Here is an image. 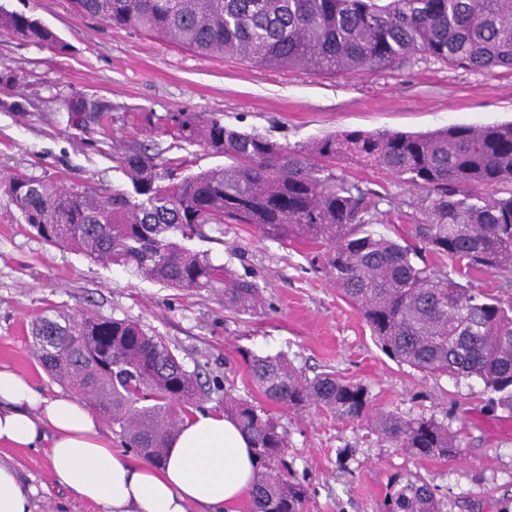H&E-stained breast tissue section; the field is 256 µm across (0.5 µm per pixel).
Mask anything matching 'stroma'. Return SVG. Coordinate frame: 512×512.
Segmentation results:
<instances>
[{"label":"stroma","instance_id":"35a3bbf8","mask_svg":"<svg viewBox=\"0 0 512 512\" xmlns=\"http://www.w3.org/2000/svg\"><path fill=\"white\" fill-rule=\"evenodd\" d=\"M49 27L65 53L0 35V184L15 174L51 183L130 189L115 154L173 143L163 116L207 112L225 125L283 144L340 131L426 132L452 124L512 120V70L468 71L415 54L361 74L273 69L237 57H204L133 31L77 17L70 0H0ZM92 105L101 121L76 111ZM368 188L387 185L375 234L396 238L414 223V193L392 178L345 161ZM208 255L262 290V304L238 315L224 291L166 287L134 269L104 266L45 243L0 187V366L47 392L59 390L29 349L37 316L92 312L132 319L161 336L221 408L230 394L262 407L286 427L283 460L307 485L303 512H383L391 480L415 474L436 488L444 512H512V418L491 409L480 381L434 377L403 365L377 344L360 312L337 290L325 249L260 238L246 226L194 239ZM285 355L306 378L322 373L366 386L374 408L433 418L458 431L462 453L421 459L367 422L325 410L266 402L243 353Z\"/></svg>","mask_w":512,"mask_h":512}]
</instances>
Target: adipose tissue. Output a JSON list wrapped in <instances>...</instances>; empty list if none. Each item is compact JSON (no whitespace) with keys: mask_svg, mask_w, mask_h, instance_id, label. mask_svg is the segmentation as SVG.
<instances>
[{"mask_svg":"<svg viewBox=\"0 0 512 512\" xmlns=\"http://www.w3.org/2000/svg\"><path fill=\"white\" fill-rule=\"evenodd\" d=\"M0 447L43 451L51 484L102 512H237L258 470L251 441L215 410L184 417L162 466L112 447L75 395L50 394L0 367ZM36 490L0 458V512H35Z\"/></svg>","mask_w":512,"mask_h":512,"instance_id":"adipose-tissue-1","label":"adipose tissue"}]
</instances>
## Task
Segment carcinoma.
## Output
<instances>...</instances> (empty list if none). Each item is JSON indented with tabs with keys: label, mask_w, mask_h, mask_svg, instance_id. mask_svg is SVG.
<instances>
[{
	"label": "carcinoma",
	"mask_w": 512,
	"mask_h": 512,
	"mask_svg": "<svg viewBox=\"0 0 512 512\" xmlns=\"http://www.w3.org/2000/svg\"><path fill=\"white\" fill-rule=\"evenodd\" d=\"M80 18L149 34L202 56L280 69L356 74L425 54L474 71L512 69V0H72ZM0 31L60 52L67 45L23 13L0 8ZM173 137L228 163L179 176L184 157L138 147L119 163L134 193L67 188L16 175L7 194L46 242L104 264L132 267L171 288L224 285V307L256 310L260 288L190 247L205 229L243 224L275 242L329 248L336 286L382 349L422 373L481 380L489 405L512 415V285L479 290L476 270L512 274V122L455 124L424 134L350 131L291 146L183 112ZM352 160L420 193L421 219L400 240L367 230L388 189L362 188L337 166ZM31 352L52 380L86 394L129 447L162 463L183 417L199 408L197 375L129 319L43 314ZM269 402L365 419L384 439L424 458L457 457L450 427L370 408L360 383L298 375L284 356L244 355ZM224 413L249 435L259 470L250 512H303L307 488L278 469L285 428L251 402L224 394ZM420 476L395 477L384 512H443Z\"/></svg>",
	"instance_id": "cac0c4a2"
}]
</instances>
